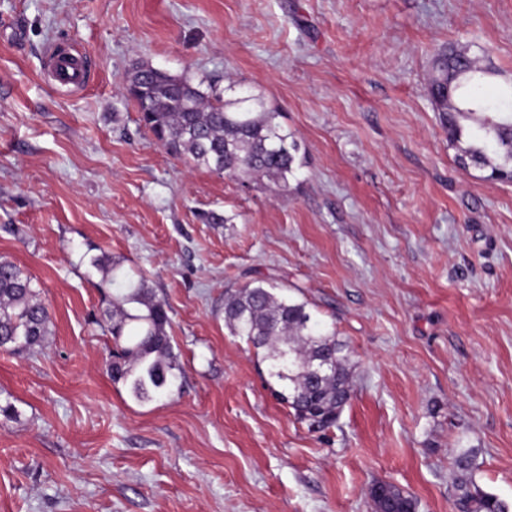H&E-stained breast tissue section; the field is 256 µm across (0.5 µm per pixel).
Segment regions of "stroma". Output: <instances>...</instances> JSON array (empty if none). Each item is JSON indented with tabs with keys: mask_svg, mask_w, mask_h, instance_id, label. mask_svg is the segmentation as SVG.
I'll list each match as a JSON object with an SVG mask.
<instances>
[{
	"mask_svg": "<svg viewBox=\"0 0 512 512\" xmlns=\"http://www.w3.org/2000/svg\"><path fill=\"white\" fill-rule=\"evenodd\" d=\"M60 44L83 87L50 79ZM449 45L511 86L512 0H0V257L52 320L0 351V512H374L378 482L451 512L462 447L512 504V182L454 161L427 84ZM143 63L274 107L298 144L287 187L166 153L124 88ZM91 245L167 304L170 394L108 375ZM260 280L353 351L327 431L224 324L225 293Z\"/></svg>",
	"mask_w": 512,
	"mask_h": 512,
	"instance_id": "35a3bbf8",
	"label": "stroma"
}]
</instances>
